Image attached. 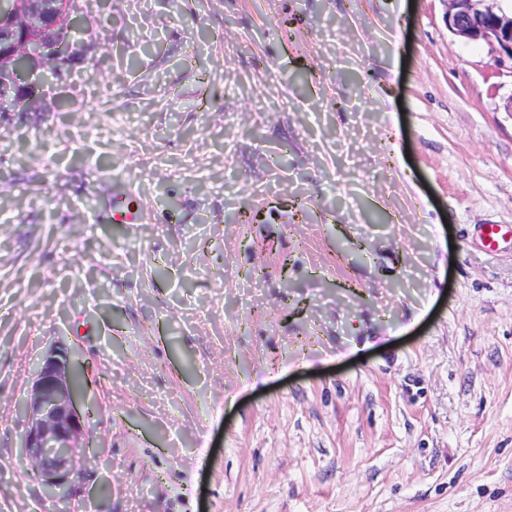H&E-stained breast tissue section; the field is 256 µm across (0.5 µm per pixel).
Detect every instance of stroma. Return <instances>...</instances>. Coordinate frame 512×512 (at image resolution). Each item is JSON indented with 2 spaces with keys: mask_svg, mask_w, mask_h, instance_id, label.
Listing matches in <instances>:
<instances>
[{
  "mask_svg": "<svg viewBox=\"0 0 512 512\" xmlns=\"http://www.w3.org/2000/svg\"><path fill=\"white\" fill-rule=\"evenodd\" d=\"M80 7L0 112V512H512V65L447 0ZM53 348L65 501L17 412ZM143 219L141 204L131 191H112V223L141 224ZM73 373L68 352L50 350L36 363L20 404L23 458L40 471L49 492L71 485L90 447Z\"/></svg>",
  "mask_w": 512,
  "mask_h": 512,
  "instance_id": "stroma-1",
  "label": "stroma"
}]
</instances>
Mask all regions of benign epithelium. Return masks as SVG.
Wrapping results in <instances>:
<instances>
[{
	"label": "benign epithelium",
	"mask_w": 512,
	"mask_h": 512,
	"mask_svg": "<svg viewBox=\"0 0 512 512\" xmlns=\"http://www.w3.org/2000/svg\"><path fill=\"white\" fill-rule=\"evenodd\" d=\"M497 0H448V30L471 41H481L497 61H512V12L495 6ZM11 15L10 28L0 29V56H8L9 78L18 87L35 91L32 76L49 66L63 72L72 60L70 38L62 35L45 46L34 26L57 24L59 0H12L3 6ZM68 352L52 349L34 368L31 386L21 401L23 458L36 467L47 491L72 483L90 447L85 417L77 410L78 390Z\"/></svg>",
	"instance_id": "benign-epithelium-1"
}]
</instances>
